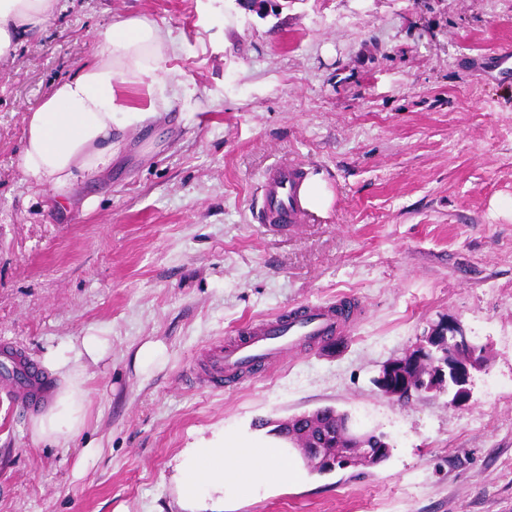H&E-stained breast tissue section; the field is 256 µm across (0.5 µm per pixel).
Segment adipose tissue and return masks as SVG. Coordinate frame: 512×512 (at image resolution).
Segmentation results:
<instances>
[{"instance_id":"adipose-tissue-1","label":"adipose tissue","mask_w":512,"mask_h":512,"mask_svg":"<svg viewBox=\"0 0 512 512\" xmlns=\"http://www.w3.org/2000/svg\"><path fill=\"white\" fill-rule=\"evenodd\" d=\"M57 0H0V62L8 60L26 33L44 29ZM169 49L156 21L125 14L95 33L91 57L69 78L58 81L39 105L25 112L22 172L48 187L55 201H70L74 187L112 166L119 133L141 129L170 108L152 99L134 106L123 91L152 87ZM106 340L82 337L80 343L48 351L44 368L60 380L51 404L32 419V434L53 444L84 430L90 391V365L108 355ZM173 478L182 512H224L228 501H248L300 480L293 450L267 435L220 430L180 451Z\"/></svg>"}]
</instances>
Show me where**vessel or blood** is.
<instances>
[{"mask_svg": "<svg viewBox=\"0 0 512 512\" xmlns=\"http://www.w3.org/2000/svg\"><path fill=\"white\" fill-rule=\"evenodd\" d=\"M304 182V173L296 166L280 163L268 168L258 192L261 223L281 235L293 232L305 210ZM354 316V307L340 300L332 307L301 306L287 315L259 320L241 330L234 341L210 348L196 379L204 384H235L287 350L331 341ZM0 388L9 393L36 391L40 383L33 374L12 373L0 376Z\"/></svg>", "mask_w": 512, "mask_h": 512, "instance_id": "1", "label": "vessel or blood"}]
</instances>
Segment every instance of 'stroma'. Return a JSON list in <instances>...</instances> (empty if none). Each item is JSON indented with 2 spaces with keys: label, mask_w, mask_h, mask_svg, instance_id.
I'll list each match as a JSON object with an SVG mask.
<instances>
[{
  "label": "stroma",
  "mask_w": 512,
  "mask_h": 512,
  "mask_svg": "<svg viewBox=\"0 0 512 512\" xmlns=\"http://www.w3.org/2000/svg\"><path fill=\"white\" fill-rule=\"evenodd\" d=\"M58 0L0 63V363L39 379L47 349L94 333L87 427L33 439L43 399L0 392V512H180L174 459L216 428L332 406L387 435L371 468L311 474L226 512H512V0ZM127 13L170 31V77L126 89L169 112L54 208L21 171L22 116ZM323 175L330 208L260 224L267 168ZM351 298L334 347L233 388L192 376L250 321ZM486 345L467 401H391L373 379L447 321ZM161 342L148 370L137 348Z\"/></svg>",
  "instance_id": "1"
}]
</instances>
